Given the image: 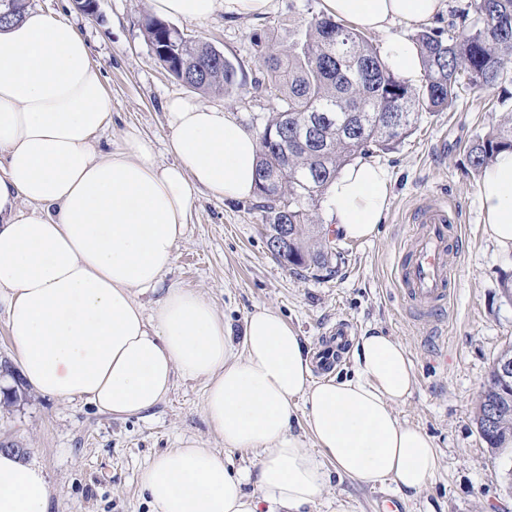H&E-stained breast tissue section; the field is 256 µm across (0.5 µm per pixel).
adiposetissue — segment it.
I'll use <instances>...</instances> for the list:
<instances>
[{
  "label": "adipose tissue",
  "mask_w": 512,
  "mask_h": 512,
  "mask_svg": "<svg viewBox=\"0 0 512 512\" xmlns=\"http://www.w3.org/2000/svg\"><path fill=\"white\" fill-rule=\"evenodd\" d=\"M159 15L202 20L263 15L274 0H152ZM445 0H323L340 20L386 34L382 56L399 76L423 75L416 46L392 35L415 29ZM172 163L128 131L98 147L112 123L99 67L78 29L42 11L0 26V305L30 388L80 397L117 418L141 416L175 376L204 380L202 411L222 440L170 448L140 473L156 512H298L326 484L324 461L366 483L422 492L438 469L432 438L395 414L414 385L406 348L367 331L353 345L351 376L315 379L311 351L277 312L256 308L233 344L199 291L164 283L199 191L227 202L253 196L256 136L223 108L188 98L166 104ZM484 231L512 253V150L499 152L479 183ZM386 169L360 161L326 190L330 222L351 240L372 238L390 208ZM164 288L152 315L138 296ZM302 400L315 448L290 432ZM258 457L256 489H243L224 451ZM43 468L0 451V512H48Z\"/></svg>",
  "instance_id": "adipose-tissue-1"
}]
</instances>
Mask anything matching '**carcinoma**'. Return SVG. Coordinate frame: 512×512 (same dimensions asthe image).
<instances>
[{"mask_svg": "<svg viewBox=\"0 0 512 512\" xmlns=\"http://www.w3.org/2000/svg\"><path fill=\"white\" fill-rule=\"evenodd\" d=\"M144 29L153 46L168 35L155 17L146 18ZM415 43L424 70L418 87L395 74L365 34L320 13L298 31L286 58L265 56L267 78L259 86L283 106L258 133L256 196L267 232L288 225V263L295 269L329 268L331 247L307 245V239L323 231L311 209L345 166L410 136L424 113L451 107L462 83L479 90L498 83L512 61V0H471L449 25L448 38L423 30ZM155 58L195 90L230 94L239 88L235 65L219 58L208 43L190 41L179 69L158 53ZM400 107L404 112L399 124L382 130L383 115ZM270 134L280 143L271 144ZM504 149L512 150V125L489 127L470 151L472 170L482 172ZM491 406L500 421L487 430L485 416ZM475 421L491 453L499 456L512 442V388L497 385L482 391Z\"/></svg>", "mask_w": 512, "mask_h": 512, "instance_id": "1", "label": "carcinoma"}]
</instances>
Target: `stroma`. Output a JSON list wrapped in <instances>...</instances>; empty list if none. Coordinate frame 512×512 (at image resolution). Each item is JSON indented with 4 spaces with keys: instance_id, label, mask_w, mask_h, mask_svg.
I'll return each instance as SVG.
<instances>
[{
    "instance_id": "1",
    "label": "stroma",
    "mask_w": 512,
    "mask_h": 512,
    "mask_svg": "<svg viewBox=\"0 0 512 512\" xmlns=\"http://www.w3.org/2000/svg\"><path fill=\"white\" fill-rule=\"evenodd\" d=\"M27 5L74 23L87 40L111 103L112 125L101 136L102 147L111 148L134 128L153 141L164 163L173 160L165 117L170 99L221 107L249 131L262 129L282 103L254 86L262 71L255 40L287 53L293 30L323 10L322 0H275L262 16L229 18L219 10L204 21L176 20L183 33L212 44L237 66L243 86L227 95L194 90L155 59L144 31L151 0H98L91 16L74 0ZM501 123H512V63L495 89L462 92L448 110L424 114L409 137L370 154V161L391 174V206L383 223L365 241L330 234V270L304 277L269 252L257 198L232 203L207 192L197 195L165 279L211 301L233 342L241 341L246 317L260 306L280 313L311 352H318L336 326L346 325L356 336L376 329L396 338L414 363L412 394L394 410L437 446L439 468L428 487L408 498L393 484H367L331 468L321 497L300 512H384L386 499L396 501L401 512H512L502 462L493 458L474 420L479 391L496 358L512 344V303L499 288L512 274V254L500 252L484 232L480 176L469 162L478 135ZM429 203L453 208L461 240L442 357L405 309L395 280L408 218ZM203 391V380L176 377L159 405L127 419L80 398L30 392L0 405V439L19 442L28 460L44 468L54 490L49 512H154L138 480L154 457L189 440L225 452L204 418Z\"/></svg>"
}]
</instances>
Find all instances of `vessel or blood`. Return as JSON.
Listing matches in <instances>:
<instances>
[{
	"label": "vessel or blood",
	"instance_id": "1",
	"mask_svg": "<svg viewBox=\"0 0 512 512\" xmlns=\"http://www.w3.org/2000/svg\"><path fill=\"white\" fill-rule=\"evenodd\" d=\"M456 217L444 204L417 209L404 241L406 260L399 277V291L406 305L430 317H439L450 302L457 282ZM348 342L346 327L336 329L333 346L322 350L317 364L330 369Z\"/></svg>",
	"mask_w": 512,
	"mask_h": 512
}]
</instances>
